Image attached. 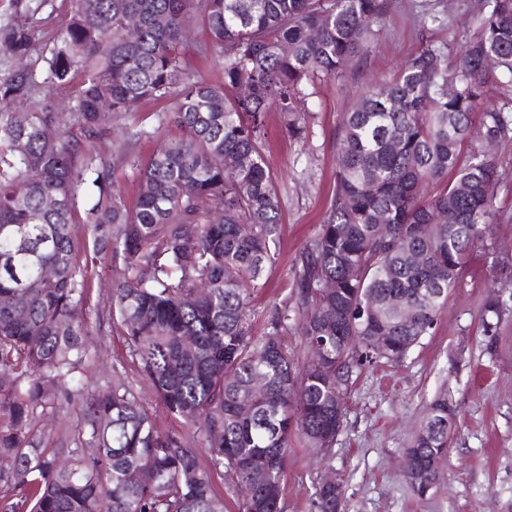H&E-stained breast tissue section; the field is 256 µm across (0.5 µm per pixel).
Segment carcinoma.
Segmentation results:
<instances>
[{
  "label": "carcinoma",
  "mask_w": 512,
  "mask_h": 512,
  "mask_svg": "<svg viewBox=\"0 0 512 512\" xmlns=\"http://www.w3.org/2000/svg\"><path fill=\"white\" fill-rule=\"evenodd\" d=\"M43 0H13L23 22L0 24V54L28 59L29 20ZM70 19L41 60L54 83L76 66L84 80L67 112L45 102L15 121L11 105L37 90L34 64L0 72V512H224L214 488L236 476L241 512H282L258 495L281 482L291 437L327 453L336 443V396L365 364L398 362L433 328L471 253L495 217L496 155L469 145L474 127L492 142L512 116L487 110L489 82L512 81V0H492L458 57L422 46L390 81L366 88L336 133V186L323 224L293 265L295 306L253 336L251 289L275 263L282 210L262 139L268 112L287 137H306L299 103L319 78H341L372 51L390 0H69ZM135 16L134 41L125 22ZM208 30L221 77L194 79L182 61L188 26ZM288 52H283V47ZM249 94H239L241 87ZM174 98L148 136H181L142 162L132 206L112 195V166L82 150L144 100ZM93 258L113 271L112 316L132 359L174 417L210 453L160 433L132 383L90 390L73 377L87 359L82 309L88 260L72 231L79 198ZM453 212V223H437ZM425 224L435 232H422ZM54 269L52 278L42 270ZM334 283L330 293L322 282ZM23 316H17V311ZM296 317L308 358L296 366L279 341ZM502 311L493 301L482 322ZM184 336L194 337L186 350ZM389 337L383 353L370 341ZM262 380L251 411L238 399ZM79 404L52 444L38 421ZM448 396L404 449V477L419 495L439 476L417 462L447 450ZM154 474L150 483L140 473ZM314 512H341L315 487Z\"/></svg>",
  "instance_id": "carcinoma-1"
}]
</instances>
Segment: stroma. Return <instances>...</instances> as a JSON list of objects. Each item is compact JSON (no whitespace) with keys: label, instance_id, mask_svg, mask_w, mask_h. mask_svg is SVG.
I'll use <instances>...</instances> for the list:
<instances>
[{"label":"stroma","instance_id":"35a3bbf8","mask_svg":"<svg viewBox=\"0 0 512 512\" xmlns=\"http://www.w3.org/2000/svg\"><path fill=\"white\" fill-rule=\"evenodd\" d=\"M390 20L373 35V48L353 60L343 79L316 82L307 97V135H284L279 113L268 116L264 156L277 176L283 199L277 261L268 266L252 294V332L262 335L269 315L293 295L286 272L322 224L336 184V130L358 94L391 78L426 42L463 51L472 36L482 0H391ZM68 0H44L33 19L37 53H48L69 22ZM436 22L422 25L424 13ZM208 34L194 23L183 45L189 70L216 79L221 60L206 51ZM171 107L167 100L141 102L114 120L112 134L89 144L117 168L112 193L134 203L136 172L118 164L121 155L148 159L163 140L148 137ZM504 170L496 190V217L484 248L473 253L467 271L436 323L397 363H375L353 374L345 399L343 426L328 454L292 438L282 483V512H312L313 493L325 477L343 486V512H512V139L496 144ZM89 298L83 308L93 351L75 377L89 388L116 375L131 382L158 431L186 436L183 420L166 411L143 378L120 325L111 313L110 264L88 271ZM498 301L503 320L485 331L482 308ZM447 395L457 416L448 437L447 458L438 484L416 494L402 475L403 451L429 413L431 402Z\"/></svg>","mask_w":512,"mask_h":512}]
</instances>
